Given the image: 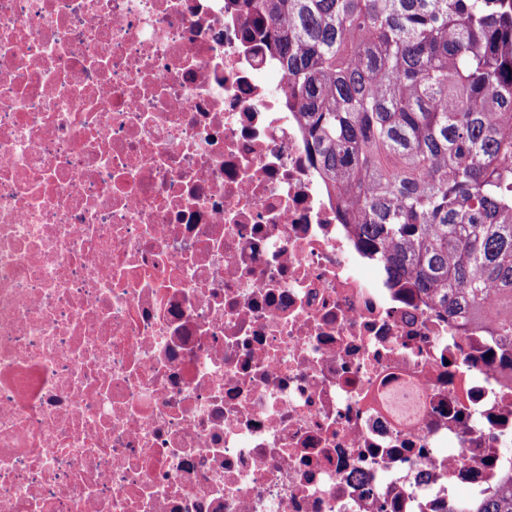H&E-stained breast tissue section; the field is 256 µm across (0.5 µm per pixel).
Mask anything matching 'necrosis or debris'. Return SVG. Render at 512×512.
Segmentation results:
<instances>
[{"label":"necrosis or debris","instance_id":"obj_1","mask_svg":"<svg viewBox=\"0 0 512 512\" xmlns=\"http://www.w3.org/2000/svg\"><path fill=\"white\" fill-rule=\"evenodd\" d=\"M236 0H0V512H472L512 342L388 286Z\"/></svg>","mask_w":512,"mask_h":512}]
</instances>
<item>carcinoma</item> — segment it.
Segmentation results:
<instances>
[{"label":"carcinoma","instance_id":"1","mask_svg":"<svg viewBox=\"0 0 512 512\" xmlns=\"http://www.w3.org/2000/svg\"><path fill=\"white\" fill-rule=\"evenodd\" d=\"M336 217L451 322L512 340V0H242ZM474 512H512V480Z\"/></svg>","mask_w":512,"mask_h":512}]
</instances>
